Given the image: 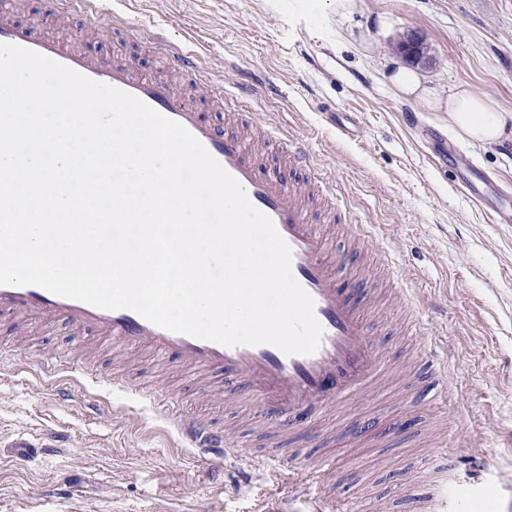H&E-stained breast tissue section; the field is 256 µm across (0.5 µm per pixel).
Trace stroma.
<instances>
[{
	"mask_svg": "<svg viewBox=\"0 0 512 512\" xmlns=\"http://www.w3.org/2000/svg\"><path fill=\"white\" fill-rule=\"evenodd\" d=\"M94 36L73 13L68 36L106 59L132 60L150 76L164 71L151 44L164 33L197 51L213 80L254 84L236 113L273 123L307 142L315 169L336 189L349 223L370 225L369 254L387 252L396 286L424 304L429 334L448 339V406L436 409L405 376L335 410L334 436L311 441L336 464V493L367 512H408L428 461L452 469L461 492L445 512H512V137L483 147L459 140L445 112L395 95L389 69L412 64L415 41L426 86L441 97L465 89L512 113V0H360L341 21L337 0H100ZM124 19L110 26V15ZM330 112L353 120L355 139L336 134ZM491 172L480 197L459 186L465 167L442 145ZM404 307L383 300L369 311L382 359L421 361L426 340L402 337ZM72 369L50 376L20 367L24 344ZM88 373L109 374L146 391L173 393L184 411L261 439L257 401L225 403L203 377L166 363H132L94 332L65 322L19 336L0 314V512H268L284 503L304 512L300 489L253 467L248 456L203 457L156 417L146 401L103 393L92 402ZM68 384L61 399L54 390ZM67 447L32 461L10 445L50 432Z\"/></svg>",
	"mask_w": 512,
	"mask_h": 512,
	"instance_id": "obj_1",
	"label": "stroma"
}]
</instances>
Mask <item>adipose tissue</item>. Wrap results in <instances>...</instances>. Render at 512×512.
<instances>
[{
  "instance_id": "adipose-tissue-1",
  "label": "adipose tissue",
  "mask_w": 512,
  "mask_h": 512,
  "mask_svg": "<svg viewBox=\"0 0 512 512\" xmlns=\"http://www.w3.org/2000/svg\"><path fill=\"white\" fill-rule=\"evenodd\" d=\"M388 82L401 97H416L426 101L428 107L447 112L455 133L464 140L493 146L502 143L512 114L502 111L491 99L457 90L449 93L447 100L429 98L423 76L416 70L401 67L387 77Z\"/></svg>"
}]
</instances>
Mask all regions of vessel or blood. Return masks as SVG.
<instances>
[{
    "instance_id": "b4317fda",
    "label": "vessel or blood",
    "mask_w": 512,
    "mask_h": 512,
    "mask_svg": "<svg viewBox=\"0 0 512 512\" xmlns=\"http://www.w3.org/2000/svg\"><path fill=\"white\" fill-rule=\"evenodd\" d=\"M89 16L99 13L97 0H45L44 22L16 19L8 0H0V43L36 51L91 79L121 89L161 115L188 129L211 156L245 189L254 207L267 215L292 251V273L312 297L314 312L323 328L318 350L311 355H288L270 344L226 347L156 326L129 309L104 310L85 302L55 295L37 286H0V312L35 327L45 321L63 320L76 334L88 330L131 349L170 355L186 369L225 380H238L225 390L229 401L255 395L264 403L256 423L272 433L271 439L250 448V458L279 479L308 486L309 512H354L353 503L338 499L326 476L332 465L305 448L284 444L282 437L302 432L319 439L329 433L328 413L358 399L368 388L398 372L399 361L383 365L367 331L365 314L374 293L363 279L342 283L328 263L329 236L313 224L304 198L320 189L311 176V154L306 142L282 137L278 130L240 128L226 131L215 126L196 97L180 95L162 78L140 75L129 60H107L77 48L54 35L48 24L66 23L73 8ZM156 51L180 73L198 95L227 96L233 82L211 81L200 55L165 35L155 36ZM276 147L285 163L305 170V178L287 184L276 177H258L250 147L255 137ZM429 356L412 374L414 382L432 387L435 404L448 399L443 380L447 357L437 340L428 344ZM153 408L188 445L208 452L237 453L222 426L180 413L165 393L149 395ZM448 501V476L434 473L411 503L410 512H441Z\"/></svg>"
}]
</instances>
